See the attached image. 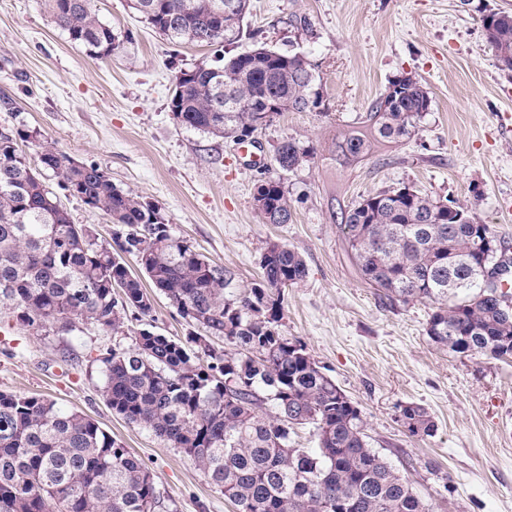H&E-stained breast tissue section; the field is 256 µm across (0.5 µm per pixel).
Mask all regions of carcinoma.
<instances>
[{"mask_svg":"<svg viewBox=\"0 0 512 512\" xmlns=\"http://www.w3.org/2000/svg\"><path fill=\"white\" fill-rule=\"evenodd\" d=\"M95 0H43L68 38L103 59L118 48ZM133 0L132 8L173 42L230 45L239 40L249 0ZM486 38L503 71H512V12L489 11ZM320 92L303 55L253 50L221 55L188 69L170 100L177 121L214 138L257 130V109L280 102L287 112L317 107ZM431 108L411 76L392 80L368 108L363 130L336 143V161L357 164L377 149L413 138ZM37 147L36 157L18 142ZM281 169L314 155L297 138L275 150ZM58 188L103 211L112 242L73 222ZM267 224H288L293 210L280 181L255 187ZM356 270L383 296L431 306L426 334L440 350L512 356V293L481 279L504 243L478 248L480 230L409 186L367 195L332 213ZM131 255L139 273L130 270ZM261 280L231 290L232 273L174 234L160 208L121 189L95 165L75 164L47 148L39 133L0 132V306L25 327L73 332L91 324L118 333L128 311L145 318L153 298L140 275L190 326L185 340L149 324L131 347L99 359L102 395L117 415L190 458L236 512H433L409 479L370 447L358 406L298 340L282 331L284 291L305 281L295 250L271 243ZM121 287L122 295L114 288ZM221 338L232 351L217 348ZM411 435L435 423L420 404L401 409ZM299 425L317 445L295 448ZM164 497L150 470L88 416L39 396L0 392V512H160Z\"/></svg>","mask_w":512,"mask_h":512,"instance_id":"1","label":"carcinoma"}]
</instances>
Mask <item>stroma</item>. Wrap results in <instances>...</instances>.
<instances>
[{
	"label": "stroma",
	"instance_id": "obj_1",
	"mask_svg": "<svg viewBox=\"0 0 512 512\" xmlns=\"http://www.w3.org/2000/svg\"><path fill=\"white\" fill-rule=\"evenodd\" d=\"M119 47L89 56L51 20L41 0H0V128L37 130L41 141L161 208L177 236L234 275L237 288L261 275L270 243L287 244L309 274L286 289L283 330L298 339L362 412L372 448L410 466L413 488L435 512H512V358L466 357L430 342L423 302H391L357 275L332 208L411 186L468 205L512 245V73L502 71L481 8L512 0H251L233 49L260 45L303 53L322 100L285 112L251 142L201 134L174 120L181 70L212 62L216 49L174 43L129 6L95 0ZM409 75L432 105L417 135L369 160L338 166L337 135L359 129L391 80ZM297 138L313 158L291 171L277 145ZM264 177L281 180L293 207L267 224L253 200ZM140 323L112 334L20 325L0 308V392L36 395L87 415L149 468L175 512H235L195 463L151 431L116 415L101 394L99 359L130 347ZM423 405L430 436L409 435L402 405Z\"/></svg>",
	"mask_w": 512,
	"mask_h": 512
}]
</instances>
